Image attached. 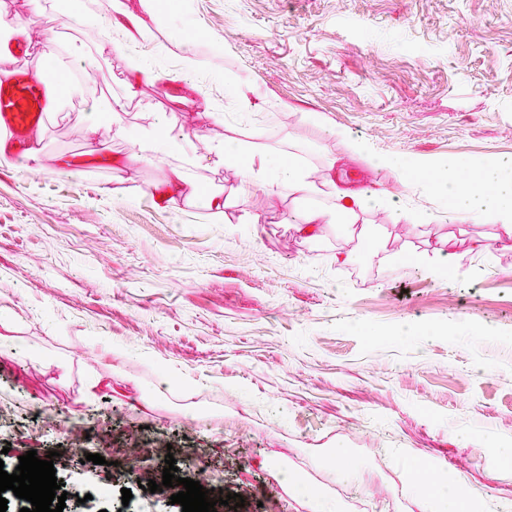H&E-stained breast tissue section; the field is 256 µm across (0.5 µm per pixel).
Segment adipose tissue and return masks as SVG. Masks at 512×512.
Here are the masks:
<instances>
[{"mask_svg":"<svg viewBox=\"0 0 512 512\" xmlns=\"http://www.w3.org/2000/svg\"><path fill=\"white\" fill-rule=\"evenodd\" d=\"M204 148L206 159L216 166L240 159L242 184L251 192L272 195L285 189L302 198L315 189L306 175L293 167L268 173L265 166L256 164L254 154L244 149L233 150L229 143L208 141ZM431 190L450 203V213L456 221L499 224L512 231V182L502 178L499 164H487L476 176L460 175L452 165L445 167L443 176L432 182ZM391 201V196L382 189L344 186L337 189L332 207H311L301 212L295 229L307 237L320 225L355 222L359 215L390 206ZM417 494L424 512H472L476 499L475 490L467 488L454 475L448 483L437 487L418 486Z\"/></svg>","mask_w":512,"mask_h":512,"instance_id":"adipose-tissue-1","label":"adipose tissue"}]
</instances>
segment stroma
Segmentation results:
<instances>
[{
    "label": "stroma",
    "mask_w": 512,
    "mask_h": 512,
    "mask_svg": "<svg viewBox=\"0 0 512 512\" xmlns=\"http://www.w3.org/2000/svg\"><path fill=\"white\" fill-rule=\"evenodd\" d=\"M167 2L158 17L121 0L111 51L53 0H0V19L55 38L76 86L39 162L0 160V466L59 452L63 512H182L172 488H144L170 455L211 498L243 496L217 512H314L282 471L341 512H422L406 472L421 459L463 473L482 512H512L497 455L512 448V232L458 223L425 181L351 152L360 138L379 155L512 159V0ZM116 97L123 132L90 128ZM160 119L190 141L130 164ZM206 138L271 170L297 156L312 179L384 186L398 206L299 235L281 215L315 198L240 193L236 165L194 162ZM368 232L389 259L361 248ZM441 241L445 274L425 261ZM68 419L104 464L70 456Z\"/></svg>",
    "instance_id": "1"
}]
</instances>
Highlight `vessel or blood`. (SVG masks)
<instances>
[{
    "mask_svg": "<svg viewBox=\"0 0 512 512\" xmlns=\"http://www.w3.org/2000/svg\"><path fill=\"white\" fill-rule=\"evenodd\" d=\"M15 63L9 80L0 82V131H5L18 152H25L31 136L43 129L56 112L58 84L40 47L22 43L12 47Z\"/></svg>",
    "mask_w": 512,
    "mask_h": 512,
    "instance_id": "vessel-or-blood-1",
    "label": "vessel or blood"
}]
</instances>
